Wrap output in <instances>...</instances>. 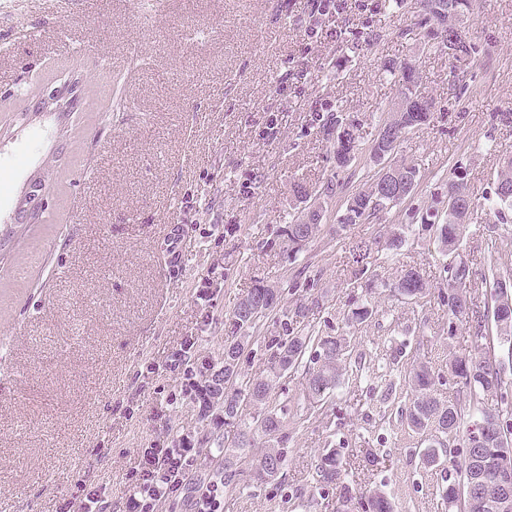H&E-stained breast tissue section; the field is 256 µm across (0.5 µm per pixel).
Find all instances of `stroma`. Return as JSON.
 <instances>
[{
  "mask_svg": "<svg viewBox=\"0 0 512 512\" xmlns=\"http://www.w3.org/2000/svg\"><path fill=\"white\" fill-rule=\"evenodd\" d=\"M372 3L344 0L309 41V0H0V153L29 143L0 206V512H61L93 488L124 512L145 449L232 438L199 419L169 365L191 340L222 356L228 318L259 279L295 286L241 354L242 375H266L270 343L306 326L347 338L359 370L317 407L303 370L281 373L283 469L261 484L243 473L224 512H343L339 489L315 481L327 448L353 489H385L398 512H447L448 474L423 467L400 410L412 363L431 366L451 402L449 355L474 354L479 322L481 344L498 343L482 279L491 262L512 278V224L484 203L512 157V0H470L462 29L477 52L464 61L429 36L416 0ZM404 59L431 104L397 149L419 184L339 229L378 171L370 153L399 92L385 65ZM336 109L358 137L343 171L315 125ZM458 165L473 201L459 253L480 285L452 325L447 258L428 232L394 253L383 243L412 207L445 196ZM298 182L338 188L319 237L291 257L279 233ZM360 239L368 290L352 265ZM410 267L429 285L417 303L392 289ZM364 303L372 316L348 321Z\"/></svg>",
  "mask_w": 512,
  "mask_h": 512,
  "instance_id": "1",
  "label": "stroma"
}]
</instances>
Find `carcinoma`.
Instances as JSON below:
<instances>
[{
	"label": "carcinoma",
	"mask_w": 512,
	"mask_h": 512,
	"mask_svg": "<svg viewBox=\"0 0 512 512\" xmlns=\"http://www.w3.org/2000/svg\"><path fill=\"white\" fill-rule=\"evenodd\" d=\"M424 22L434 24L431 36L440 39L448 47L451 55L461 60L471 55L474 44L467 43L465 50L457 52L451 36L459 33L458 21L467 9L469 0H446L448 10L440 12L434 8L435 0H419ZM389 72L397 79L400 88V101H415L409 109L403 112H392L385 126L392 131L395 142H400L402 136L423 125L428 119L429 106L417 107L416 102H428V99L419 89L418 80L414 78L412 65L409 62H392L387 65ZM343 128V119L339 115L328 117L322 124L326 135L336 134L330 153L337 157L347 150L339 133ZM394 171L398 174V183L402 184L403 192L400 194H381L379 180H374L368 188L356 193L348 201L343 214L339 216V228L346 229L355 224L377 217L381 212L392 208L411 196L419 181V170L415 165L400 161L394 163ZM493 195L486 198L487 210L500 223H508L512 216V158L505 160L497 171L494 181ZM459 195L463 203L457 208H450L438 200L426 208H414L409 218L414 224L421 225L425 231L433 233L434 243L440 252L448 256L444 266L445 281L447 284L457 282L461 286L462 295H446L444 303L448 306V314L454 318L468 314V301L465 297L468 289L476 287L474 273L470 265L459 257V247L466 224L472 200L467 192L465 175L462 166L453 170V177L448 180V197ZM320 215L314 213L309 221L300 223L301 217L292 220L287 228L281 230L280 242L282 248L290 254L299 253L309 242L313 241L321 231ZM371 247L365 241H358L353 246L357 269L355 277L362 279L366 274L367 259ZM398 294L411 300L425 297L428 284L419 271L412 268L405 269L394 284ZM284 287L269 284L264 280L256 281L246 296H275L281 294ZM266 312L247 313L242 311L241 305H236L229 317L233 330L244 337L257 331ZM243 343L232 342L224 346V356L217 363L205 366L204 391L190 397V402L199 407V417L207 419L210 415L222 411L224 421H236L239 414L238 400L244 395L261 407L260 413L249 424L237 432L234 447L224 449V486L237 487V468L241 452L247 448L255 447L254 431H259L266 437L264 450L252 456L250 466L254 471L256 480H261L260 471L272 465L283 466V452L279 448L282 443L283 430L288 427V420L278 413L275 406L270 404L276 388L277 378L282 371L295 369L303 363L306 353L317 347L320 349L312 356V366L306 369V390L309 396L318 400L326 398L338 384L342 372L352 367V356L349 352V343L344 338H322L315 330L309 329L306 333L288 338L276 345L270 358V371L268 375L241 378L238 368V358L230 357L229 349L241 351ZM448 373L456 379L458 385V398L454 403H443L434 396L435 375L431 368L424 364H417L410 368L407 378L411 388L412 397L405 412V423L412 432L420 436L436 437L456 434L460 424L467 416L478 415L474 426L480 430L488 425L493 427L494 434L487 436L485 448L491 456L506 461L512 465V446L503 448L499 444V437L512 436V396L508 391L502 390L504 379L503 369L491 360L488 355H478L471 358L452 357L448 359ZM496 393V403L488 407L485 397ZM447 445H429L423 449L422 464L427 468H438L446 460ZM317 481L323 484H334L343 490L346 499L353 498L349 487L345 485V473L339 453L334 448L326 449L321 456L320 464L316 469ZM474 478V471L468 461L460 466V483L468 484ZM458 483V484H460ZM458 484L450 483L443 489V500L449 512H461V505L454 502L455 491ZM482 496L474 504L470 512H493L490 504L500 495V488L491 478L484 479L481 486ZM365 512H393V505L385 492L379 489H369L359 495Z\"/></svg>",
	"instance_id": "carcinoma-1"
}]
</instances>
